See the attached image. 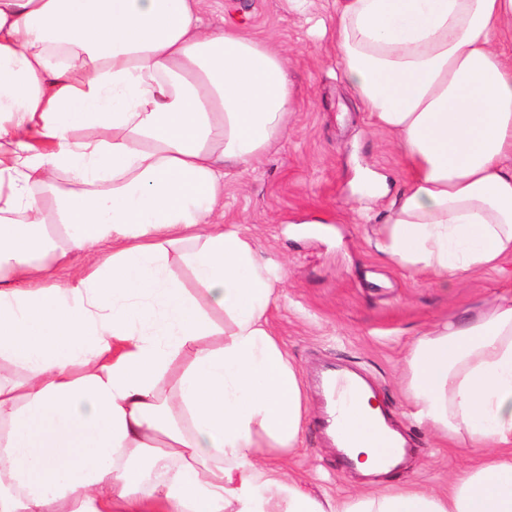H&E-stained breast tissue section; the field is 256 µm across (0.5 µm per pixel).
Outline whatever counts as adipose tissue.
Masks as SVG:
<instances>
[{
	"mask_svg": "<svg viewBox=\"0 0 512 512\" xmlns=\"http://www.w3.org/2000/svg\"><path fill=\"white\" fill-rule=\"evenodd\" d=\"M199 2L0 0V363L26 372L0 381V512H512V297L435 322L404 358L415 418L474 452L447 491L319 496L271 464L305 397L268 324L274 285L219 204L296 93L272 39L205 26ZM333 2L320 31L409 173L379 250L443 287L501 270L512 0ZM372 399L344 415L342 450L378 476ZM97 255L94 252L84 251L72 253L66 264L55 269L54 277L57 283L65 285L69 283L77 273L94 264Z\"/></svg>",
	"mask_w": 512,
	"mask_h": 512,
	"instance_id": "adipose-tissue-1",
	"label": "adipose tissue"
}]
</instances>
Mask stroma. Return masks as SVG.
<instances>
[{"label": "stroma", "mask_w": 512, "mask_h": 512, "mask_svg": "<svg viewBox=\"0 0 512 512\" xmlns=\"http://www.w3.org/2000/svg\"><path fill=\"white\" fill-rule=\"evenodd\" d=\"M329 13L328 0H312L304 14L289 11L283 0H202L204 24L232 20L247 35L274 39L290 59L298 98L287 136L245 172L225 177L223 225L252 239L278 280L269 324L307 396L301 441L285 458V472L320 494L354 495L362 488L361 476L342 464L318 426L314 375L336 363L371 384L382 412L405 434L411 454L400 482L442 491L472 451L413 418L403 392V359L437 319L512 295V263L505 274L477 272L442 288L377 251L388 202L355 212V176L372 170L395 193L408 176L390 137L372 126L349 86L335 46L313 27ZM316 214L324 223H312Z\"/></svg>", "instance_id": "35a3bbf8"}]
</instances>
